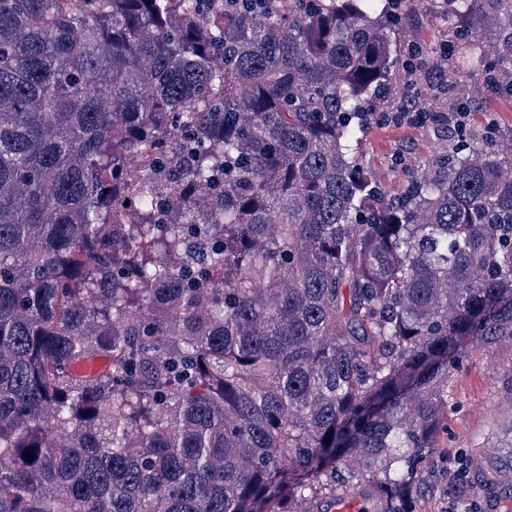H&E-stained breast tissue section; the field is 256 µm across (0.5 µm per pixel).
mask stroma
<instances>
[{"instance_id":"obj_1","label":"stroma","mask_w":512,"mask_h":512,"mask_svg":"<svg viewBox=\"0 0 512 512\" xmlns=\"http://www.w3.org/2000/svg\"><path fill=\"white\" fill-rule=\"evenodd\" d=\"M399 23L391 35L397 52H404L408 38L430 37L421 0H404L397 10ZM464 96L475 98L481 108L474 130L478 136H512V101L484 92L475 77H460ZM450 146L443 129L433 124L382 123L371 120L354 156L361 166L375 171L384 190L399 195L407 182L424 171L429 160ZM448 432L442 435L437 454L418 479L411 512H439L454 504L457 512H491L479 489L473 467L478 448L501 443L503 430L512 426V340L467 352L448 389ZM463 471L461 481H449V473Z\"/></svg>"}]
</instances>
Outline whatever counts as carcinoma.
Segmentation results:
<instances>
[{"instance_id":"obj_1","label":"carcinoma","mask_w":512,"mask_h":512,"mask_svg":"<svg viewBox=\"0 0 512 512\" xmlns=\"http://www.w3.org/2000/svg\"><path fill=\"white\" fill-rule=\"evenodd\" d=\"M444 2L422 93L512 94V0ZM396 22L0 0V512H405L458 353L512 338V161L463 143L395 198L352 161ZM325 499L316 500L312 505L320 506L319 510L313 508L310 512H368L370 510L367 499L358 492H349L336 498L329 504L328 510Z\"/></svg>"}]
</instances>
